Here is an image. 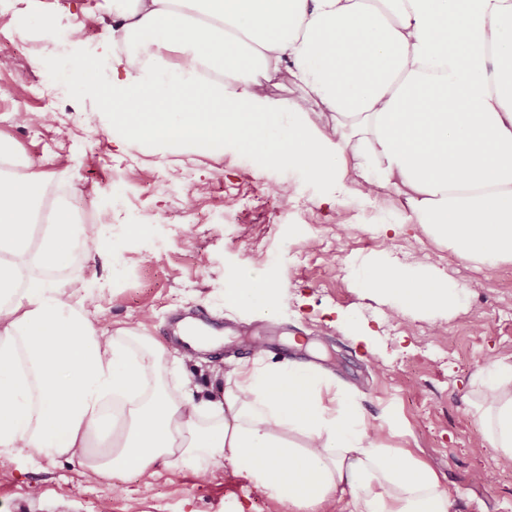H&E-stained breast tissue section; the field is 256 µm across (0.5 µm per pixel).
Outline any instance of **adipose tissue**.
Listing matches in <instances>:
<instances>
[{
	"label": "adipose tissue",
	"instance_id": "1",
	"mask_svg": "<svg viewBox=\"0 0 512 512\" xmlns=\"http://www.w3.org/2000/svg\"><path fill=\"white\" fill-rule=\"evenodd\" d=\"M112 13L111 40L75 72L130 143L215 153L231 137L335 195L351 175L364 196L394 193L403 225L461 261L512 262V0H112ZM283 75L322 122L266 92ZM29 166L0 140V455L116 477L176 459L203 480L227 464L302 512H451L436 473L383 445L315 367L256 358L208 399L169 392L166 348L134 328L99 332L96 289L75 296L62 277L106 241L64 202L37 225L46 182ZM365 283L398 314L462 302L420 268L373 265ZM272 293L253 270L224 300L270 314ZM472 385L486 441L512 467V357Z\"/></svg>",
	"mask_w": 512,
	"mask_h": 512
}]
</instances>
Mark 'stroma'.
Returning <instances> with one entry per match:
<instances>
[{
    "label": "stroma",
    "instance_id": "stroma-1",
    "mask_svg": "<svg viewBox=\"0 0 512 512\" xmlns=\"http://www.w3.org/2000/svg\"><path fill=\"white\" fill-rule=\"evenodd\" d=\"M103 16L99 0H33L27 11L20 0H0V138L34 160V173L55 182L56 197L84 221L104 224L107 252L76 256L64 272L75 291L101 286V331L140 325L172 353L169 318L203 310L225 326L221 353L169 365L197 397L223 388L227 364L250 360V341L264 339L271 362L285 348L352 389L385 445L411 450L457 490L451 512H512V467L499 466L466 400L489 355H512V263L468 264L424 235L382 234L400 217L397 197L368 200L353 189L326 204L324 183L231 138L214 155L124 146L94 94L71 78L76 57L111 37ZM38 82L63 89L67 107L46 111L31 93ZM16 112L44 119L20 126ZM135 224L145 232H132ZM427 253L466 291L463 307L390 315L365 288L364 267L412 268ZM252 267L282 285L274 314L224 303L225 280ZM476 281L483 289L470 292ZM155 470L118 480L74 459L0 456V512H300L230 467L204 482L190 461Z\"/></svg>",
    "mask_w": 512,
    "mask_h": 512
}]
</instances>
